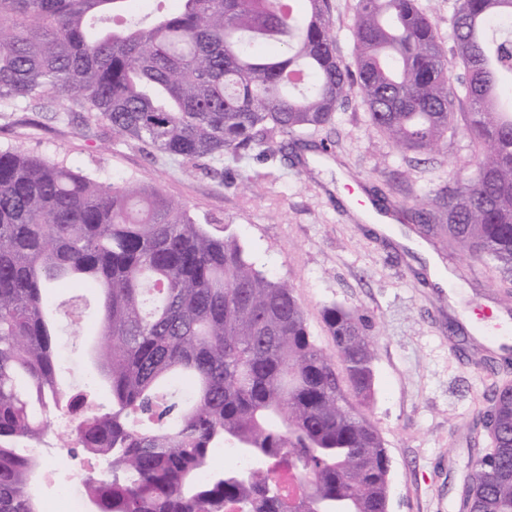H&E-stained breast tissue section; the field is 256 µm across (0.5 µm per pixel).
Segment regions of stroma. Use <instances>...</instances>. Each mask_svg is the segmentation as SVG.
Segmentation results:
<instances>
[{"label": "stroma", "instance_id": "obj_1", "mask_svg": "<svg viewBox=\"0 0 512 512\" xmlns=\"http://www.w3.org/2000/svg\"><path fill=\"white\" fill-rule=\"evenodd\" d=\"M469 105L454 103V137L433 154L398 150L369 124L359 95L341 108L332 128L312 133L330 140L329 153L247 154L185 163L112 136L105 124L88 130L81 119L49 112H0V150L62 161L100 180L136 181L185 206L199 222L230 227L258 269L285 280L306 310L313 336L333 351L322 318L341 304L369 321L376 342L375 397L366 410L391 461L388 512H463L461 498L476 451L487 444L483 414L495 386L512 369L490 374L475 364L485 345L470 340L468 360L448 339V295L435 287L426 260L359 218L362 198L384 191L390 200L434 196L449 176H473L474 149L464 127ZM464 308L487 302L502 308L497 273L457 253L450 264ZM80 322L59 316L64 361L80 365L94 326L93 298Z\"/></svg>", "mask_w": 512, "mask_h": 512}]
</instances>
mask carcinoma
<instances>
[{"instance_id":"1","label":"carcinoma","mask_w":512,"mask_h":512,"mask_svg":"<svg viewBox=\"0 0 512 512\" xmlns=\"http://www.w3.org/2000/svg\"><path fill=\"white\" fill-rule=\"evenodd\" d=\"M128 0H0V112L85 113L112 134L183 161L239 155L277 134L280 150L327 151L304 135L335 124L358 89L376 132L404 152L447 142L454 100L476 143L465 184L394 205L400 223L491 265L512 299V0H456L448 39L421 0H355L354 65L328 0H180L139 15ZM100 291L95 362L112 405L57 381L49 288ZM315 340L285 282L135 182L0 151V512H41L39 443L57 412L103 463L84 478L91 512H387L390 460L363 406L374 386L370 325L333 304ZM489 446L463 490L465 512H512V387L483 415ZM226 444L257 462L212 469ZM269 464L307 480L291 498Z\"/></svg>"}]
</instances>
